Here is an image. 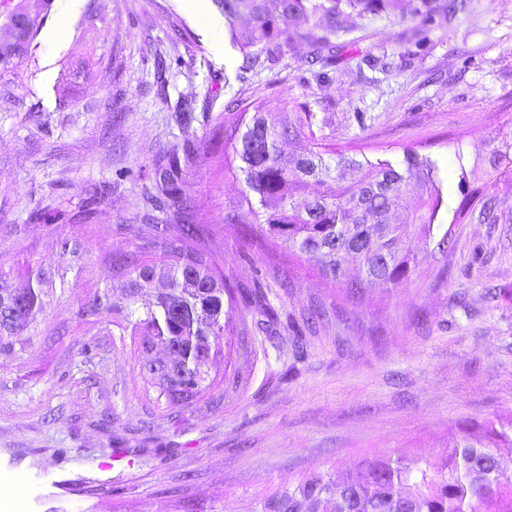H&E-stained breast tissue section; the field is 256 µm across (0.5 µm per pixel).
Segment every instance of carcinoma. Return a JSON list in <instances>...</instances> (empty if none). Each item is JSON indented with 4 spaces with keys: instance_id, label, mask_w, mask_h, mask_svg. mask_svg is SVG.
Instances as JSON below:
<instances>
[{
    "instance_id": "carcinoma-1",
    "label": "carcinoma",
    "mask_w": 512,
    "mask_h": 512,
    "mask_svg": "<svg viewBox=\"0 0 512 512\" xmlns=\"http://www.w3.org/2000/svg\"><path fill=\"white\" fill-rule=\"evenodd\" d=\"M224 14L231 40L243 54L236 78L252 68V48L263 45L274 58L282 43L306 42L315 55L331 47L340 17L350 11L361 17L382 11L393 0H215ZM415 14L432 24L437 16H454L468 0H418ZM311 112L288 104L273 112L262 100L224 108V133L230 137L232 159L243 188L237 208L226 224H255L257 236L313 265L325 280L342 287L350 298L362 295L376 281L398 288L418 266L417 254L401 228L411 225L431 238L442 196L437 164L408 150L402 163L388 159H357L306 135ZM295 150L286 156L285 141ZM197 155L188 142L171 145L155 164L158 206L172 210L164 224H117L115 232L132 237L133 249L109 261L116 281L84 289L78 299L77 322L102 326L109 336L130 337L139 347L152 342L175 351L151 374L145 392L156 393L169 414L204 396L214 381L208 363L217 357L211 339L224 335L234 309L224 302L230 293L224 265L208 249L210 226L181 220L191 210L182 194L181 164ZM358 178L341 183L342 169ZM413 205L403 206L406 197ZM399 220L387 234L375 225ZM377 236L375 249L390 256L375 270L360 265L363 278L350 280L345 265L357 260L352 243ZM63 251L72 261L57 273L38 263L6 264L0 259V352L25 351L20 337L37 332L55 287L65 291V278L90 282V263L82 260L81 235L66 234ZM22 281L19 288L10 280ZM512 449V427L487 421L480 428H461L436 463L391 456L366 460L359 472H327L265 498L260 512H512V470L500 463V452Z\"/></svg>"
}]
</instances>
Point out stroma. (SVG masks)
Instances as JSON below:
<instances>
[{
	"instance_id": "obj_1",
	"label": "stroma",
	"mask_w": 512,
	"mask_h": 512,
	"mask_svg": "<svg viewBox=\"0 0 512 512\" xmlns=\"http://www.w3.org/2000/svg\"><path fill=\"white\" fill-rule=\"evenodd\" d=\"M341 27L332 66L296 42L240 80L213 0H52L29 58L0 71V255L57 269L60 231L89 224L93 278L112 282L105 257L132 242L111 225L164 219L147 201L153 159L187 137L205 159L183 194L250 325L217 341L221 400L173 418L142 392L161 351L113 343L77 324L73 294L54 296L22 357L0 354V512H259L311 475L391 454L435 461L460 427L512 423V173L487 179L512 157V0H469L431 25L401 0ZM256 98L305 105L337 151L436 162L442 204L431 241L408 238L419 263L402 287L349 299L251 225L225 223L241 181L218 118ZM464 169L495 223L456 220ZM258 283L277 313L266 330L242 298ZM314 308L326 317L305 327ZM129 448L133 467L104 469Z\"/></svg>"
}]
</instances>
